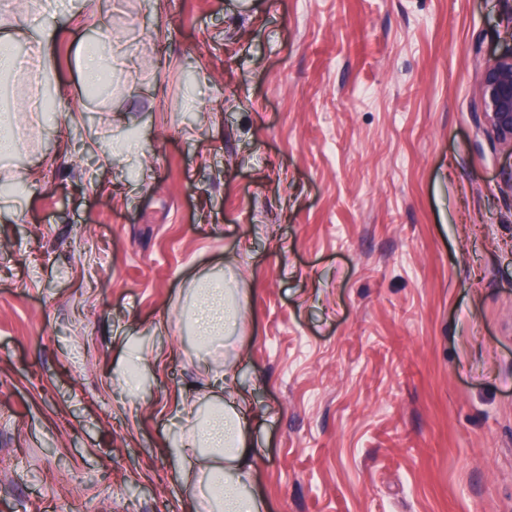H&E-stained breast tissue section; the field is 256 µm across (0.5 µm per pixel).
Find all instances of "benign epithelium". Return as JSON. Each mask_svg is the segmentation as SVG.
<instances>
[{
  "label": "benign epithelium",
  "mask_w": 512,
  "mask_h": 512,
  "mask_svg": "<svg viewBox=\"0 0 512 512\" xmlns=\"http://www.w3.org/2000/svg\"><path fill=\"white\" fill-rule=\"evenodd\" d=\"M478 97L486 134L495 148L512 156V52L485 63Z\"/></svg>",
  "instance_id": "obj_1"
}]
</instances>
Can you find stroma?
I'll return each instance as SVG.
<instances>
[{"label": "stroma", "mask_w": 512, "mask_h": 512, "mask_svg": "<svg viewBox=\"0 0 512 512\" xmlns=\"http://www.w3.org/2000/svg\"><path fill=\"white\" fill-rule=\"evenodd\" d=\"M1 31L0 512H190L181 405L224 365L266 512H512V157L478 121L512 0H0ZM203 279L243 301L206 351ZM24 29L36 46V50L42 59H53L55 51V28L33 16L24 24Z\"/></svg>", "instance_id": "obj_1"}]
</instances>
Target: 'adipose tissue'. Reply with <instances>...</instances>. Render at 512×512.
I'll return each mask as SVG.
<instances>
[{
	"label": "adipose tissue",
	"instance_id": "adipose-tissue-1",
	"mask_svg": "<svg viewBox=\"0 0 512 512\" xmlns=\"http://www.w3.org/2000/svg\"><path fill=\"white\" fill-rule=\"evenodd\" d=\"M240 320L238 301L223 283H210L194 316L199 340L211 344L217 335L237 330ZM214 379L226 400L205 416L193 417L178 458L183 465L197 467L209 483H222L221 512H263V502L251 491L254 450L240 413L246 398L235 389L232 371H217Z\"/></svg>",
	"mask_w": 512,
	"mask_h": 512
}]
</instances>
